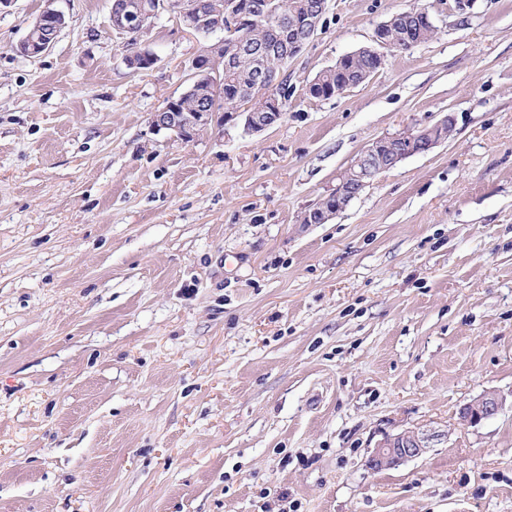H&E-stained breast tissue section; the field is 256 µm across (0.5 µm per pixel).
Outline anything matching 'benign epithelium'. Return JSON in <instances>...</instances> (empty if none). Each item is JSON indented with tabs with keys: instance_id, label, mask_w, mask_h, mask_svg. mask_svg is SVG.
<instances>
[{
	"instance_id": "benign-epithelium-1",
	"label": "benign epithelium",
	"mask_w": 512,
	"mask_h": 512,
	"mask_svg": "<svg viewBox=\"0 0 512 512\" xmlns=\"http://www.w3.org/2000/svg\"><path fill=\"white\" fill-rule=\"evenodd\" d=\"M255 9L270 26L281 32V42L273 52L254 56L261 80L251 82V88L240 101V111L233 113V117H245L246 129L252 134H261L278 123L283 115L281 99L275 93V89L283 79V69L273 67L271 60L279 56L284 63L294 59L303 51L322 24L327 0H313L310 5L304 7L299 27L291 25L287 17L267 8L264 3L257 4ZM165 10L174 13L182 27L190 31L196 30L201 10V5L196 0H153L141 8L139 16L156 17ZM393 24L392 19L381 23L375 31L373 45L362 47L358 52L366 53L382 64L387 55L408 51L421 44L419 39L403 44L391 38L388 31L392 29ZM35 26L38 38L34 40L29 35H24L15 45L18 53L25 56H38L45 53L54 45L65 28L63 15L53 7L51 0L35 19ZM222 48L223 42L220 41L214 45V52L198 54L193 58L192 82L187 90L170 98L162 111L152 115L151 124L156 130H165L171 137L185 141L192 138L199 129L211 126L214 121L220 126L224 125V118H216L215 110L180 112L177 107L186 95L193 92L200 93L197 89L200 84L199 75L212 69L213 62L219 58V51ZM360 84L361 80L352 78L342 85L330 87L315 78L306 87V93L313 98L330 99ZM258 101L264 106V111H250ZM454 130L455 120L452 115L447 114L431 126L375 139L361 151L356 160V167L350 169L341 183L336 186V191L333 192V197L336 199L335 205L328 206L324 201L319 203L316 208L305 214L303 223H326L344 210L368 182L411 156L429 152L439 143L448 140V136L452 135ZM502 407L503 397L494 391H488L465 405L460 411V419L466 425H477L497 415ZM438 437V432L428 430H404L390 435L379 442L373 450L369 466L376 471L396 468L422 456Z\"/></svg>"
}]
</instances>
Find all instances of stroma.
I'll use <instances>...</instances> for the list:
<instances>
[{
	"label": "stroma",
	"mask_w": 512,
	"mask_h": 512,
	"mask_svg": "<svg viewBox=\"0 0 512 512\" xmlns=\"http://www.w3.org/2000/svg\"><path fill=\"white\" fill-rule=\"evenodd\" d=\"M432 39L305 88L413 0H328L288 110L151 125L204 43L162 13L129 70L112 0L0 11V512H512V0H422ZM453 137L302 218L373 140ZM501 411L459 412L486 391ZM438 431L368 464L386 435ZM51 0L35 19L38 38L33 40L27 33L18 41L15 50L25 56H38L48 51L65 28L63 15L53 7ZM503 401V397L498 393L485 392L461 409L460 419L466 425H477L497 415L503 407ZM439 436L428 430H404L387 436L373 450L369 466L376 471L399 467L422 456Z\"/></svg>",
	"instance_id": "stroma-1"
}]
</instances>
